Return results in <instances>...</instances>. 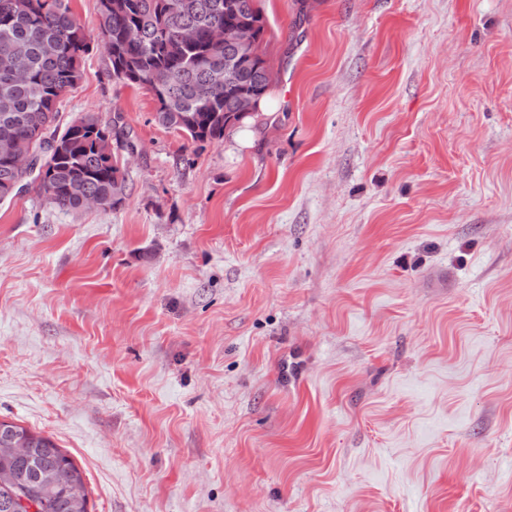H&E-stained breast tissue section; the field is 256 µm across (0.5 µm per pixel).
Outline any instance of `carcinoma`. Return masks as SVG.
I'll use <instances>...</instances> for the list:
<instances>
[{
	"mask_svg": "<svg viewBox=\"0 0 512 512\" xmlns=\"http://www.w3.org/2000/svg\"><path fill=\"white\" fill-rule=\"evenodd\" d=\"M102 42L114 77L153 91L156 119L194 143L220 141L241 121L236 98L262 99L271 75L259 53L265 26L256 0H99ZM247 20L256 25L253 68L224 86L229 48L209 32ZM200 38L186 45L181 33ZM90 49L69 0H0V142L14 152L36 153V174L16 170L0 150V200L37 184L49 203L77 210L98 200L115 209L125 200L126 178L113 147L133 146L120 116L105 122L87 113L58 131L61 97L82 79L81 58ZM74 461L51 440L14 422L0 420V512H89L88 493Z\"/></svg>",
	"mask_w": 512,
	"mask_h": 512,
	"instance_id": "carcinoma-1",
	"label": "carcinoma"
}]
</instances>
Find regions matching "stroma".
I'll return each mask as SVG.
<instances>
[{"mask_svg": "<svg viewBox=\"0 0 512 512\" xmlns=\"http://www.w3.org/2000/svg\"><path fill=\"white\" fill-rule=\"evenodd\" d=\"M70 6L60 122L137 152L0 201V419L90 512H512V0H258L264 106L197 144Z\"/></svg>", "mask_w": 512, "mask_h": 512, "instance_id": "stroma-1", "label": "stroma"}]
</instances>
